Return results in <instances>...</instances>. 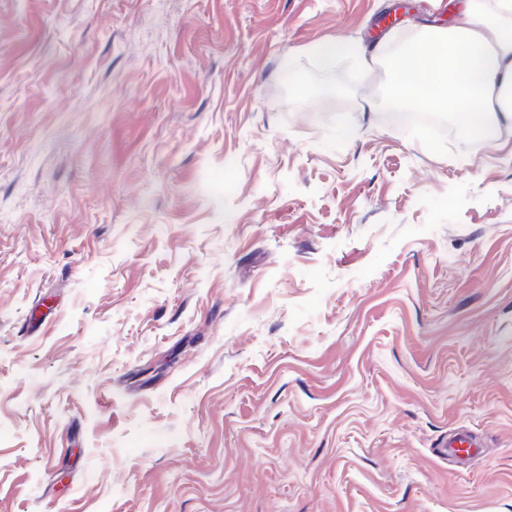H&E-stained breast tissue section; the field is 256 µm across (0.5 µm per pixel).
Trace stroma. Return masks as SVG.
<instances>
[{
	"label": "stroma",
	"instance_id": "35a3bbf8",
	"mask_svg": "<svg viewBox=\"0 0 512 512\" xmlns=\"http://www.w3.org/2000/svg\"><path fill=\"white\" fill-rule=\"evenodd\" d=\"M466 4L0 0V512H512V125L385 117ZM312 52L321 58L326 64L336 55L352 54L360 59L362 66H368L370 61L365 59V49L361 46L350 44L344 41H325L318 43L311 48ZM443 448L448 455L462 460L465 458L461 456V453H466V456H469L471 448H479V442L468 432L461 431L448 437V443Z\"/></svg>",
	"mask_w": 512,
	"mask_h": 512
}]
</instances>
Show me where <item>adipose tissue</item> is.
I'll return each mask as SVG.
<instances>
[{
    "label": "adipose tissue",
    "instance_id": "1",
    "mask_svg": "<svg viewBox=\"0 0 512 512\" xmlns=\"http://www.w3.org/2000/svg\"><path fill=\"white\" fill-rule=\"evenodd\" d=\"M394 104L445 112L475 142L512 125V0L483 10L469 0L451 34L403 50L392 61Z\"/></svg>",
    "mask_w": 512,
    "mask_h": 512
}]
</instances>
